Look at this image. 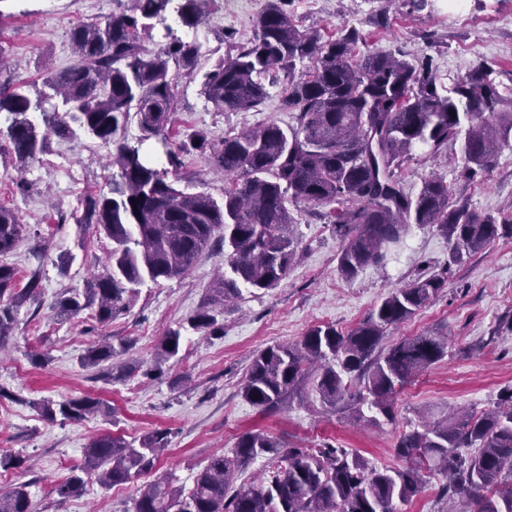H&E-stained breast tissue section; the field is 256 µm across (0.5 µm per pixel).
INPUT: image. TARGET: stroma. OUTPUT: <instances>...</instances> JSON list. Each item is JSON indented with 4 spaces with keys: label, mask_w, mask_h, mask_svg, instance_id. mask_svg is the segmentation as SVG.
<instances>
[{
    "label": "stroma",
    "mask_w": 512,
    "mask_h": 512,
    "mask_svg": "<svg viewBox=\"0 0 512 512\" xmlns=\"http://www.w3.org/2000/svg\"><path fill=\"white\" fill-rule=\"evenodd\" d=\"M265 2L224 0L222 10L198 29L200 70L252 38ZM127 4L0 0L5 14L0 81L22 79L31 90L41 89L44 74L72 62L69 32L74 25L105 22ZM289 12L299 28L317 25L329 36L359 30L363 39L357 54L399 51L418 62L430 61L447 87L476 68H487L501 94L512 98V0H466L462 12L450 9L448 0H429L421 9L411 0L393 5L386 0H293ZM284 88L281 80L268 85L259 110L218 112L201 95L199 80L179 77L172 134L179 140L202 129L217 141L225 133L268 122L287 126L292 115L281 108ZM112 152V146L98 140L53 137L46 153L25 169L0 167V204L16 209L27 227L5 261L23 283L32 270L40 272L39 296L18 308L14 332L0 348V452L21 460L20 467L0 471V492L28 484L33 512H132L134 483L108 490L93 483L66 499L54 491L82 462L89 442L102 435L130 440L167 431L168 447L153 474L176 488H190L213 454L230 451L241 435L255 429L286 446L326 443L360 454L373 467L398 469L404 465L396 453L401 433L460 410L483 414L512 388V239H497L452 266L447 240L435 228L415 226L403 251L386 267L366 268L348 280L337 270L341 242L314 206L296 215L297 256L287 277L273 289H243L241 300L224 311L222 335L202 337L185 327L225 270L219 250L200 255L182 278L145 283L130 311L112 322L98 323L88 309L57 318L53 304L63 290L83 287L89 277L105 271L108 240L91 227L74 224L70 216L86 194L105 189L113 173ZM463 165L456 147L435 157L416 151L402 174L403 187L413 195L425 178L440 176L478 211H512V147L503 148L491 168L474 179L463 177ZM181 173L188 178L189 192L222 198L224 179L212 172L206 156H184ZM38 240L50 255L41 264L30 255ZM67 253L74 260L63 274L53 259ZM424 261L436 271L448 268L445 288L409 320L390 327L383 342L429 333L447 338L448 354L397 391L391 416L367 404L326 408L308 384L271 412L243 397V380L257 354L298 343L318 323L342 331L354 328L391 290L414 279ZM178 326L184 329L179 355L163 365L160 377L138 374L111 383L102 369L81 365L90 345L124 338L131 344L126 361L151 367L164 333ZM42 351L47 361L35 362ZM75 396L102 400L108 410L83 420H49L35 407L39 400ZM446 484L444 475H430L401 512H467L466 498L445 495Z\"/></svg>",
    "instance_id": "obj_1"
}]
</instances>
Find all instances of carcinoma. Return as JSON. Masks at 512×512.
I'll return each instance as SVG.
<instances>
[{
	"label": "carcinoma",
	"mask_w": 512,
	"mask_h": 512,
	"mask_svg": "<svg viewBox=\"0 0 512 512\" xmlns=\"http://www.w3.org/2000/svg\"><path fill=\"white\" fill-rule=\"evenodd\" d=\"M290 0H267L253 39L234 55L220 58L203 75L201 93L218 112H249L268 96L262 77L283 72L288 85L283 109L294 113L286 128L267 123L256 130L226 134L215 142L199 131L169 142L176 112L179 71L195 75L201 43L183 39L167 24L175 20L195 31L222 8V0H130L105 24L83 23L70 32L73 64L43 78L36 97L28 84L0 83V158L10 153L31 163L47 141L90 138L115 146L108 190L82 201L75 223L92 225L111 243L106 272L69 288L56 300L57 314L70 317L95 308L109 322L129 311L140 287L184 275L205 250H224L229 271L209 289L188 320L203 336L224 330L217 307L242 298V289L277 287L297 253L293 211L300 205L330 207L326 213L342 241L338 271L347 278L368 267H384L404 245L411 227L430 225L448 239V265L420 274L384 297L370 317L344 333L335 326L310 327L297 345H275L252 361L244 397L262 411L276 409L300 384L313 380L323 405L345 397L370 400L387 415L397 389L441 360L448 341L419 334L381 347L384 330L402 323L434 300L448 280L450 265L483 250L498 238H512V218L478 212L453 199L448 182L434 176L415 195L404 191L401 172L417 149L438 155L460 144L464 174L487 170L500 150L512 144V103L502 97L489 73L474 70L451 87L438 81L428 63L353 47L359 33L324 36L299 29L288 12ZM167 42L152 53L144 46L156 26ZM311 66L300 76L297 64ZM40 115L42 123L34 120ZM136 123L135 143L117 141V132ZM162 143L168 166L159 168L142 151L144 142ZM199 153L224 174V195L188 193L169 175L182 157ZM26 227L17 212L0 205V257L11 252ZM33 271L16 287L13 267L0 261V345L11 336L17 308L34 297ZM181 328L161 339L154 370L177 358ZM129 349L126 340L89 347L85 367L109 365L111 382L130 371L112 360ZM47 419L80 420L102 409L90 397L42 401ZM166 436L139 440L104 436L84 451V461L55 486L58 496L79 495L89 483L103 489L133 483L154 467ZM400 469H376L358 454L325 444L285 447L264 431L242 435L230 454L216 453L193 486L175 488L164 478L142 486L134 512H397V503L416 496L431 472L446 474L449 489L471 498L475 512H512V390L495 410L462 415L401 434ZM260 455L269 456L259 484L241 485L227 495L234 476ZM0 512H31L28 485L0 493Z\"/></svg>",
	"instance_id": "cac0c4a2"
}]
</instances>
